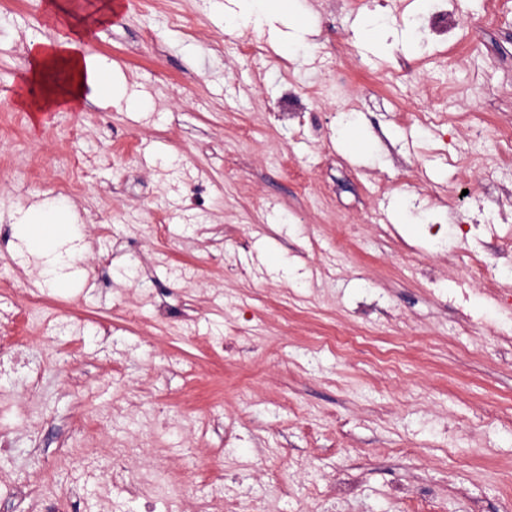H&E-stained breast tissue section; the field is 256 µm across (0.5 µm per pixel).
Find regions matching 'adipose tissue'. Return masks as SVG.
Segmentation results:
<instances>
[{
    "mask_svg": "<svg viewBox=\"0 0 512 512\" xmlns=\"http://www.w3.org/2000/svg\"><path fill=\"white\" fill-rule=\"evenodd\" d=\"M26 69L31 84H47L46 78L52 74L57 77L54 84H48L46 98L31 102V109L37 112L71 108L87 95L106 102L116 93L109 75L76 38L30 40ZM70 221V208L63 204L22 209L16 217V230L25 238L28 252L42 261V275L62 286L70 283L71 254L61 250L58 238L69 229Z\"/></svg>",
    "mask_w": 512,
    "mask_h": 512,
    "instance_id": "obj_1",
    "label": "adipose tissue"
}]
</instances>
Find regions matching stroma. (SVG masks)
I'll use <instances>...</instances> for the list:
<instances>
[{"label": "stroma", "mask_w": 512, "mask_h": 512, "mask_svg": "<svg viewBox=\"0 0 512 512\" xmlns=\"http://www.w3.org/2000/svg\"><path fill=\"white\" fill-rule=\"evenodd\" d=\"M100 2L0 0V302L45 296L19 327L35 373L0 378V487L74 512H167L101 507L99 476L77 463L144 441L133 417L160 410L153 453L183 482L179 512L219 482L241 492L223 512H504L512 344L472 322L512 328V276L446 293L512 230L496 203L512 169L495 166L512 129V14L485 27L468 0L452 51L418 31L424 0H293L258 31L225 20L229 0H126L84 43L122 99L33 125L16 40L57 39L59 13ZM304 26V43L259 61L235 48ZM452 76L453 105L423 96ZM288 85L302 119L270 126ZM345 112L358 157L337 138ZM45 180L74 185L66 288L14 229L19 209L55 201ZM101 409L111 433L80 432ZM36 498L0 512H39Z\"/></svg>", "instance_id": "1"}]
</instances>
